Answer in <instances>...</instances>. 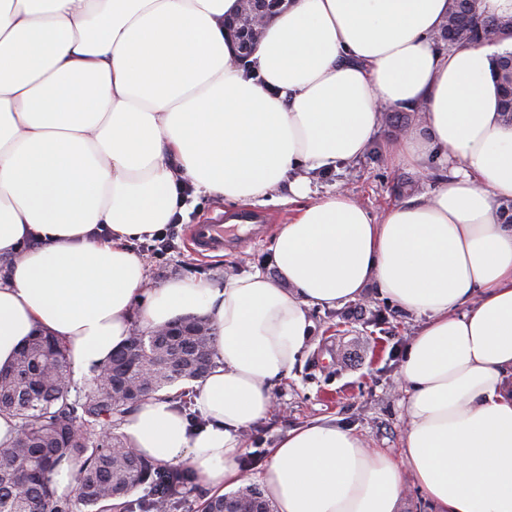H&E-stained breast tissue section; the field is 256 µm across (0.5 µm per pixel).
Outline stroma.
<instances>
[{"label":"stroma","mask_w":512,"mask_h":512,"mask_svg":"<svg viewBox=\"0 0 512 512\" xmlns=\"http://www.w3.org/2000/svg\"><path fill=\"white\" fill-rule=\"evenodd\" d=\"M402 127L381 124L375 141L362 157L327 172H308L312 198L342 190L380 215L393 204L436 189L448 170L432 162L412 168L396 164L390 145L402 137ZM287 187L277 188L272 202L261 205L271 223L261 225L257 238L226 246L223 253L193 256L184 233H177L164 257H156L150 242H139L147 285L159 287L175 279H206L223 283L231 275L255 270L273 274L269 245L279 227L293 214L285 203ZM313 334L289 378L275 384L271 411L242 433L246 447L239 461L251 476L263 469L269 450L289 431L327 417L350 427L368 447L399 456L405 425L398 374L405 348L422 325L375 289L366 296L333 308L313 309Z\"/></svg>","instance_id":"35a3bbf8"}]
</instances>
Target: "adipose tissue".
Returning <instances> with one entry per match:
<instances>
[{
	"instance_id": "obj_1",
	"label": "adipose tissue",
	"mask_w": 512,
	"mask_h": 512,
	"mask_svg": "<svg viewBox=\"0 0 512 512\" xmlns=\"http://www.w3.org/2000/svg\"><path fill=\"white\" fill-rule=\"evenodd\" d=\"M238 0H0V369L38 329L71 378L132 329L189 315L214 365L189 419L141 403L123 425L156 463L206 490L242 484L240 433L272 408L313 331L310 310L377 289L423 326L399 380L400 457L319 418L286 433L260 475L275 512H397L406 484L433 512H512V124L493 57L512 39L436 51L448 0H288L246 65L224 19ZM423 105L394 159L432 154L449 178L372 214L307 172L358 159L384 109ZM297 208L275 275L146 288L132 244L164 231L186 192Z\"/></svg>"
}]
</instances>
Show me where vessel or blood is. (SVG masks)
Segmentation results:
<instances>
[{
  "label": "vessel or blood",
  "instance_id": "vessel-or-blood-1",
  "mask_svg": "<svg viewBox=\"0 0 512 512\" xmlns=\"http://www.w3.org/2000/svg\"><path fill=\"white\" fill-rule=\"evenodd\" d=\"M261 220L259 213L248 210L221 212L201 219L191 227L192 250L196 255L203 256L223 250L227 240H248L250 225Z\"/></svg>",
  "mask_w": 512,
  "mask_h": 512
}]
</instances>
